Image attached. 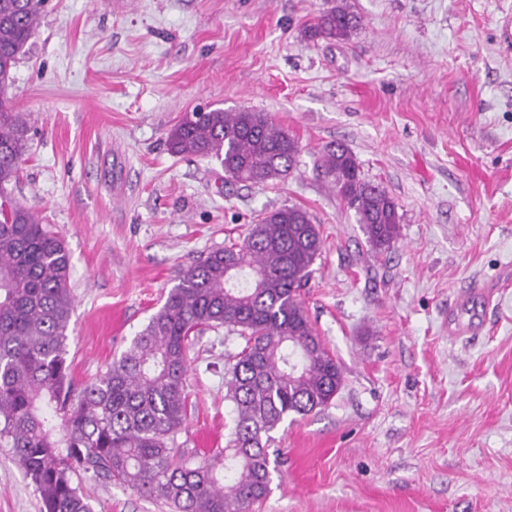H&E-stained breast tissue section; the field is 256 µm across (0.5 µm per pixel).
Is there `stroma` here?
I'll return each instance as SVG.
<instances>
[{
  "instance_id": "stroma-1",
  "label": "stroma",
  "mask_w": 512,
  "mask_h": 512,
  "mask_svg": "<svg viewBox=\"0 0 512 512\" xmlns=\"http://www.w3.org/2000/svg\"><path fill=\"white\" fill-rule=\"evenodd\" d=\"M327 0H45L7 94L29 141L14 197L70 255L76 384L120 356L180 272L262 212L306 209L323 248L300 299L343 385L271 433L250 512H512V0H346L349 39L309 40ZM199 106L264 112L299 143L286 180L225 182L170 153ZM340 143L398 205L372 249L318 159ZM243 339L197 335L175 456L233 426L224 373ZM95 512H170L83 478ZM0 447V512H41Z\"/></svg>"
}]
</instances>
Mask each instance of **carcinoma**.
Instances as JSON below:
<instances>
[{"label": "carcinoma", "mask_w": 512, "mask_h": 512, "mask_svg": "<svg viewBox=\"0 0 512 512\" xmlns=\"http://www.w3.org/2000/svg\"><path fill=\"white\" fill-rule=\"evenodd\" d=\"M43 0H0V446L12 450L44 512H94L73 476L115 480L172 512H247L269 492V436L288 415L326 406L341 368L316 336L298 290L321 255L309 212L282 206L257 216L242 239L184 270L164 303L99 377L78 389L67 363L74 312L64 239L11 197L29 126L6 97L11 73L40 20ZM360 25L338 0L314 16L309 36L348 38ZM171 153L217 161L227 182L268 184L296 168L298 142L268 114L221 108L187 112L167 136ZM320 167L356 211L378 251L400 236L398 205L361 177L344 145ZM223 327L245 340L228 366L234 405L220 456L175 460L187 416L192 337Z\"/></svg>", "instance_id": "1"}]
</instances>
